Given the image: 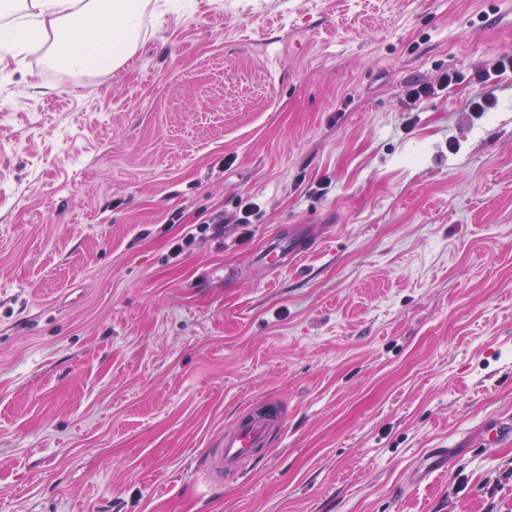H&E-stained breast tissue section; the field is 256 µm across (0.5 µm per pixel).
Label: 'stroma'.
Here are the masks:
<instances>
[{"mask_svg":"<svg viewBox=\"0 0 512 512\" xmlns=\"http://www.w3.org/2000/svg\"><path fill=\"white\" fill-rule=\"evenodd\" d=\"M509 418L512 0H142L119 66L0 70V512H512ZM318 241L317 230L305 224L288 237H272L257 252V262L269 269L294 263L305 255ZM286 418L279 404L262 402L224 430L217 448H207L202 474L210 485L234 483L240 471L265 454L283 434Z\"/></svg>","mask_w":512,"mask_h":512,"instance_id":"stroma-1","label":"stroma"}]
</instances>
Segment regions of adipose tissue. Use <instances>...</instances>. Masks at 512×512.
Wrapping results in <instances>:
<instances>
[{
	"instance_id": "adipose-tissue-1",
	"label": "adipose tissue",
	"mask_w": 512,
	"mask_h": 512,
	"mask_svg": "<svg viewBox=\"0 0 512 512\" xmlns=\"http://www.w3.org/2000/svg\"><path fill=\"white\" fill-rule=\"evenodd\" d=\"M139 12L138 0H0V46L31 50L48 38L56 61L85 72L134 52Z\"/></svg>"
}]
</instances>
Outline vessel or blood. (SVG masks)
Returning a JSON list of instances; mask_svg holds the SVG:
<instances>
[{
	"label": "vessel or blood",
	"instance_id": "b4317fda",
	"mask_svg": "<svg viewBox=\"0 0 512 512\" xmlns=\"http://www.w3.org/2000/svg\"><path fill=\"white\" fill-rule=\"evenodd\" d=\"M318 240L313 225L305 224L288 237L270 238L257 252L258 263L273 269L295 262ZM286 418L279 404L262 402L237 417L216 447L205 452L202 474L215 486L234 483L243 467L265 454L283 434Z\"/></svg>",
	"mask_w": 512,
	"mask_h": 512
}]
</instances>
